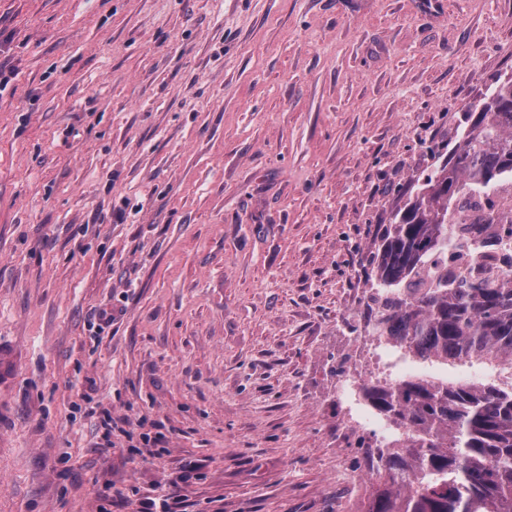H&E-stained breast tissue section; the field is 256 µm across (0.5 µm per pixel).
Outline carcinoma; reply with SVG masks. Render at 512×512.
Masks as SVG:
<instances>
[{
	"label": "carcinoma",
	"instance_id": "cac0c4a2",
	"mask_svg": "<svg viewBox=\"0 0 512 512\" xmlns=\"http://www.w3.org/2000/svg\"><path fill=\"white\" fill-rule=\"evenodd\" d=\"M456 151L416 182L379 245L371 311L376 335L421 359L512 366V281L476 272L403 293L448 250L450 214L469 194L490 195L512 174V78L469 115ZM364 398L404 427L402 444L370 448L381 483L366 512H512V384H448L422 377L366 383Z\"/></svg>",
	"mask_w": 512,
	"mask_h": 512
}]
</instances>
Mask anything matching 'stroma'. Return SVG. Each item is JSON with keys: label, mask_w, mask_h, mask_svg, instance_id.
<instances>
[{"label": "stroma", "mask_w": 512, "mask_h": 512, "mask_svg": "<svg viewBox=\"0 0 512 512\" xmlns=\"http://www.w3.org/2000/svg\"><path fill=\"white\" fill-rule=\"evenodd\" d=\"M0 34V512H362L336 382L512 0H0Z\"/></svg>", "instance_id": "35a3bbf8"}]
</instances>
